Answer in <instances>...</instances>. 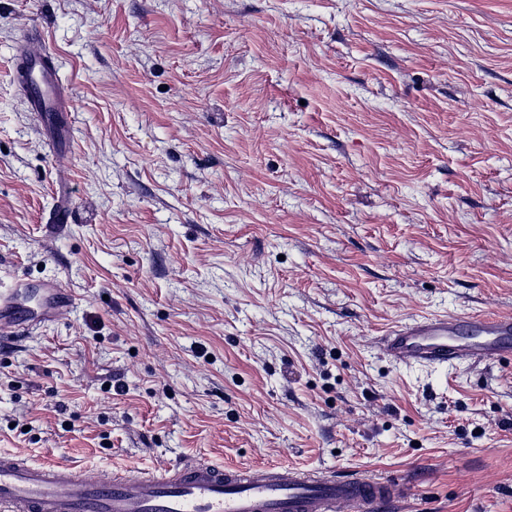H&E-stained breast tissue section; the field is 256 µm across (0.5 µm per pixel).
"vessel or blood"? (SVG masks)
<instances>
[{
	"label": "vessel or blood",
	"mask_w": 512,
	"mask_h": 512,
	"mask_svg": "<svg viewBox=\"0 0 512 512\" xmlns=\"http://www.w3.org/2000/svg\"><path fill=\"white\" fill-rule=\"evenodd\" d=\"M33 111L48 125L71 112L48 56L26 58L16 72ZM24 283L0 290V334L19 336L51 321L69 302L47 284L37 305L22 304ZM384 354L422 365L512 360V316L432 315L390 330ZM399 481L357 474L314 476L280 467L183 463L161 472L123 471L98 478L63 462L31 463L0 455V512H376L399 493Z\"/></svg>",
	"instance_id": "vessel-or-blood-1"
}]
</instances>
